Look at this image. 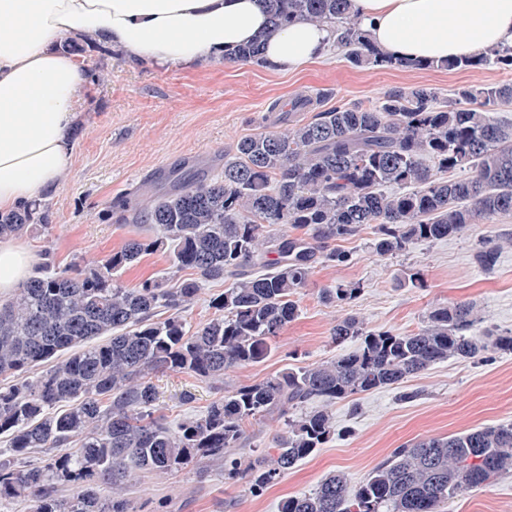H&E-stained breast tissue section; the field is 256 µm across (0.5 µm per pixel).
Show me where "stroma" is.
Returning a JSON list of instances; mask_svg holds the SVG:
<instances>
[{
    "label": "stroma",
    "instance_id": "35a3bbf8",
    "mask_svg": "<svg viewBox=\"0 0 512 512\" xmlns=\"http://www.w3.org/2000/svg\"><path fill=\"white\" fill-rule=\"evenodd\" d=\"M101 58L104 71L91 81L78 132L68 138L70 171L45 197L54 227L19 240L36 254L51 250L63 267L106 258L128 239L145 234V225L106 218L113 199L186 158L210 168L241 138L274 130L271 103L286 106L301 95H321L325 106L352 107L376 101L390 89L418 85L454 103L461 87L512 81V71L493 66L380 69L352 65L339 53L291 74L252 63L131 65L117 55L105 57L99 44L83 55L88 65ZM502 234H512V214L381 256L373 249V228H365L341 243L352 253L349 263L316 266L295 297L297 318L264 360L226 372L223 385L216 387L183 373L153 374L159 407L172 420L199 414L238 385L350 351L352 343L338 346L330 338L336 321L348 313L371 329L409 332L423 326L433 307L470 302L483 317L474 335L512 331V243L503 244L494 267L478 260L483 241ZM413 271L422 273L423 287L405 284ZM339 284L358 287L352 303L339 306L323 299V289ZM403 389L415 392V399L400 400ZM329 411L335 435L261 494L252 493L245 482L225 481L220 460L203 459L169 475L141 474L128 492L133 512H279L284 498L312 492L334 471L358 487L402 444L512 423V351L493 349L474 360L451 358L402 388L357 394L336 401ZM441 512H512V473L450 500Z\"/></svg>",
    "mask_w": 512,
    "mask_h": 512
}]
</instances>
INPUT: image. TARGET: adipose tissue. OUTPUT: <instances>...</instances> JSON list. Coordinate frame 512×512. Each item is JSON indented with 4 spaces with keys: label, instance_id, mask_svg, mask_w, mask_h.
Masks as SVG:
<instances>
[{
    "label": "adipose tissue",
    "instance_id": "1",
    "mask_svg": "<svg viewBox=\"0 0 512 512\" xmlns=\"http://www.w3.org/2000/svg\"><path fill=\"white\" fill-rule=\"evenodd\" d=\"M371 42L385 55L445 61L512 44V0H353ZM267 32L263 56L291 73L323 58L330 26L301 20L274 30L263 0H0V211L58 188L69 167L67 132L88 80L69 52L86 36L134 65L214 62ZM36 262L0 241V295Z\"/></svg>",
    "mask_w": 512,
    "mask_h": 512
}]
</instances>
